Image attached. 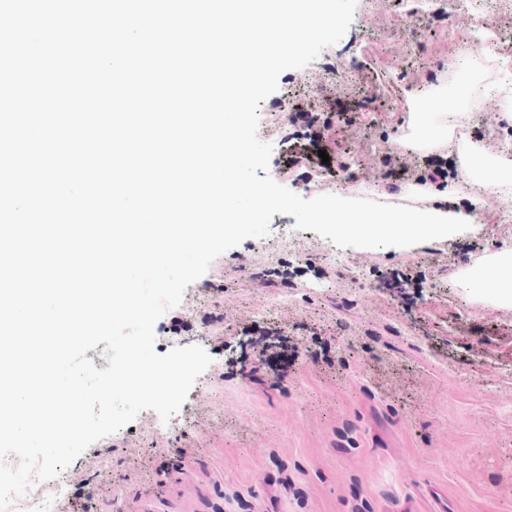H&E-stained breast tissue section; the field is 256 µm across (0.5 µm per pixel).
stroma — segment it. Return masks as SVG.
I'll list each match as a JSON object with an SVG mask.
<instances>
[{"mask_svg":"<svg viewBox=\"0 0 512 512\" xmlns=\"http://www.w3.org/2000/svg\"><path fill=\"white\" fill-rule=\"evenodd\" d=\"M445 7L455 22L357 0L367 32L347 31L314 66L284 71L278 84L291 96L261 102L270 168L303 152L304 174L332 180L329 155L364 189L363 209L377 208L392 169L437 168L401 142L429 74L448 77L447 110L474 98L457 58L474 21L460 0ZM343 61L351 78L322 91ZM331 100L351 105V122L322 132L292 122ZM471 124L491 147L512 143V114L490 99ZM289 237L298 252L281 249ZM327 244L277 214L266 237L214 259L154 327L157 354L198 345L212 359L180 410L166 423L142 411L63 480L44 481L43 494L65 504L94 489L90 512H512V304L459 282L484 257L512 251V222L492 208L449 238L348 247L330 261ZM275 297L283 305L271 306ZM255 323L299 348L291 366L260 365Z\"/></svg>","mask_w":512,"mask_h":512,"instance_id":"stroma-1","label":"stroma"}]
</instances>
